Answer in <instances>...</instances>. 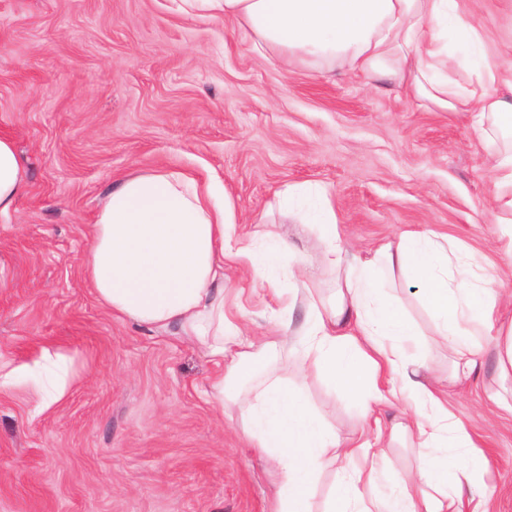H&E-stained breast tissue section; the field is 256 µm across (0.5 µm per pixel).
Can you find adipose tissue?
I'll return each instance as SVG.
<instances>
[{
  "label": "adipose tissue",
  "instance_id": "1",
  "mask_svg": "<svg viewBox=\"0 0 512 512\" xmlns=\"http://www.w3.org/2000/svg\"><path fill=\"white\" fill-rule=\"evenodd\" d=\"M186 13L237 21L258 53L347 64L369 78L397 83L405 95L441 112L466 114L472 129L512 130V65L485 54L477 20L459 0H181ZM475 80L463 84L451 72ZM501 241L512 253V148L494 154ZM26 188L10 137L0 134V215L11 213ZM211 187L164 169L137 172L113 184L92 226L83 259L84 278L112 316L156 329L178 327L206 356L222 365L208 394L216 405L242 409L240 429L250 447L265 454L278 483L274 512H315V482L336 458L347 466L330 491L324 512H461L483 490L482 468L466 426L453 419L435 381L402 347L415 329L378 292L380 276L415 277L448 349L451 377L476 370L479 337L495 335L502 376L512 375V324L496 328L501 306L496 277H453L448 254L430 230L402 233L370 255L345 249L327 191L289 184L277 191L300 230H312L320 262L336 288L322 297L306 267L293 271L292 288L275 289L271 330L246 333L224 314V262L237 260L259 284H268L254 236L238 232ZM304 320L291 330L296 301ZM300 359L294 373L274 376L266 363L280 348ZM323 375L361 395L364 412L402 397L412 412L392 422L381 439L416 448L414 462L397 471L396 493L364 498L378 470L369 441L344 438L304 397L300 380ZM456 448L455 474L436 465L435 453Z\"/></svg>",
  "mask_w": 512,
  "mask_h": 512
}]
</instances>
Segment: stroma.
<instances>
[{"label":"stroma","instance_id":"obj_1","mask_svg":"<svg viewBox=\"0 0 512 512\" xmlns=\"http://www.w3.org/2000/svg\"><path fill=\"white\" fill-rule=\"evenodd\" d=\"M487 56L512 63V0H463ZM0 134L12 138L27 188L0 217V362L45 351L72 357L67 395L41 409L25 381L0 393V512H271L266 459L247 448L241 410L205 392L220 372L177 327L159 333L105 311L84 281L89 230L106 192L132 172L163 168L224 187L242 231L273 232L315 249L267 206L288 184L325 187L343 239L366 252L406 230L447 236L476 272L512 254L494 222L498 173L491 142L461 115L437 112L397 84L313 60H269L220 16L179 12L174 0H0ZM272 289V288H271ZM271 289L224 263V310L259 332ZM385 293L416 324L406 345L441 383L468 428L488 493L464 512H512V393L494 339L481 364L448 379V353L415 279ZM304 393L341 436L375 440L398 399L365 421L358 399L317 379Z\"/></svg>","mask_w":512,"mask_h":512}]
</instances>
